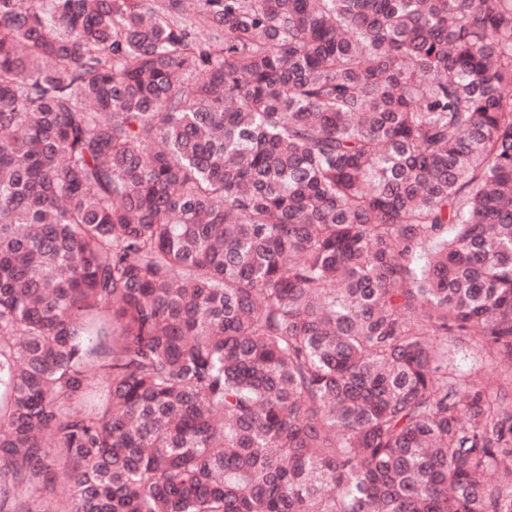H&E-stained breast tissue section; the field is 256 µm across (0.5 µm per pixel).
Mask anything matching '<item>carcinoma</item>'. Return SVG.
Listing matches in <instances>:
<instances>
[{"mask_svg":"<svg viewBox=\"0 0 512 512\" xmlns=\"http://www.w3.org/2000/svg\"><path fill=\"white\" fill-rule=\"evenodd\" d=\"M0 512H512V0H0ZM448 359L460 373L472 379L486 378L497 372L494 371L487 357L477 350L458 352L448 345Z\"/></svg>","mask_w":512,"mask_h":512,"instance_id":"obj_1","label":"carcinoma"}]
</instances>
